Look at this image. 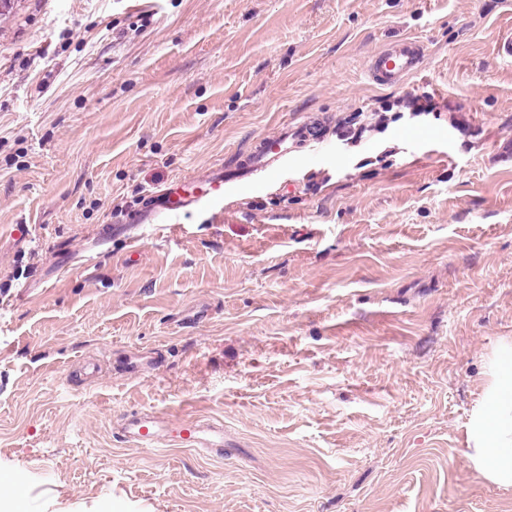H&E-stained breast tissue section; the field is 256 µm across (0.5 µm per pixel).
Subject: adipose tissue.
Masks as SVG:
<instances>
[{
  "label": "adipose tissue",
  "mask_w": 512,
  "mask_h": 512,
  "mask_svg": "<svg viewBox=\"0 0 512 512\" xmlns=\"http://www.w3.org/2000/svg\"><path fill=\"white\" fill-rule=\"evenodd\" d=\"M489 381L465 427V460L491 482L512 486V341L488 361Z\"/></svg>",
  "instance_id": "adipose-tissue-1"
}]
</instances>
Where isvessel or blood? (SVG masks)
<instances>
[{
  "instance_id": "obj_1",
  "label": "vessel or blood",
  "mask_w": 512,
  "mask_h": 512,
  "mask_svg": "<svg viewBox=\"0 0 512 512\" xmlns=\"http://www.w3.org/2000/svg\"><path fill=\"white\" fill-rule=\"evenodd\" d=\"M424 59L423 44L405 37L371 57L368 77L381 87L397 86L419 73ZM314 134V128L304 122L284 126L277 135L263 139L233 170L218 167L206 177L177 178L164 188L148 191L137 221L168 228L186 215L222 203L226 184L275 167L287 157L290 140H303ZM119 432L125 442L143 451L162 447L190 448L199 454L220 458L227 444L223 423L204 422L194 417L176 420L152 411L123 415Z\"/></svg>"
}]
</instances>
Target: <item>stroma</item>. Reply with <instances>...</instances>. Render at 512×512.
<instances>
[{
    "mask_svg": "<svg viewBox=\"0 0 512 512\" xmlns=\"http://www.w3.org/2000/svg\"><path fill=\"white\" fill-rule=\"evenodd\" d=\"M509 34L512 0H14L0 479L24 485L0 512H512V487L463 457L512 339ZM405 36L424 68L373 85L371 57ZM422 92L435 112L337 138ZM303 120L323 143L220 207L124 223L147 191ZM22 221L33 243L11 237ZM133 410L222 422L232 446L140 451L116 433Z\"/></svg>",
    "mask_w": 512,
    "mask_h": 512,
    "instance_id": "stroma-1",
    "label": "stroma"
}]
</instances>
